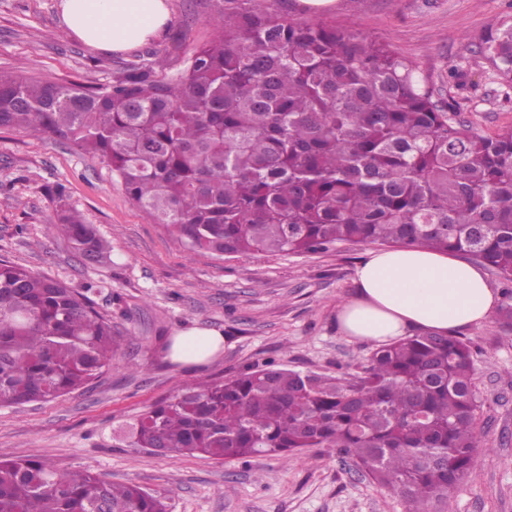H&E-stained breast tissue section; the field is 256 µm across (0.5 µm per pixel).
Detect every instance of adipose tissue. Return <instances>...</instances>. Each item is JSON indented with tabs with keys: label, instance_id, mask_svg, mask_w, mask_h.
<instances>
[{
	"label": "adipose tissue",
	"instance_id": "adipose-tissue-1",
	"mask_svg": "<svg viewBox=\"0 0 512 512\" xmlns=\"http://www.w3.org/2000/svg\"><path fill=\"white\" fill-rule=\"evenodd\" d=\"M65 27L104 52H126L158 39L171 22L169 0H62ZM357 294L339 308L341 331L381 344L413 328L448 333L488 322L500 298L481 270L419 246L369 252L355 269ZM224 346L220 331L189 328L177 333L173 361L203 363Z\"/></svg>",
	"mask_w": 512,
	"mask_h": 512
}]
</instances>
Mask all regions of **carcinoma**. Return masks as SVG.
<instances>
[{
	"instance_id": "cac0c4a2",
	"label": "carcinoma",
	"mask_w": 512,
	"mask_h": 512,
	"mask_svg": "<svg viewBox=\"0 0 512 512\" xmlns=\"http://www.w3.org/2000/svg\"><path fill=\"white\" fill-rule=\"evenodd\" d=\"M225 0L218 35L177 78L129 64L83 87L0 73V128L74 143L131 201L217 255L316 253L338 242L465 254L512 284V127L454 125L415 63L332 22ZM484 60L512 84V19ZM56 225L91 259L106 247L64 205ZM0 260V402L49 401L112 364V326L88 296ZM471 347L422 332L376 349L356 375L266 362L192 384L129 435L167 457L226 462L335 448L406 512H431L480 447ZM0 512H169L166 497L37 457L0 460Z\"/></svg>"
}]
</instances>
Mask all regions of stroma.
Wrapping results in <instances>:
<instances>
[{
    "label": "stroma",
    "instance_id": "1",
    "mask_svg": "<svg viewBox=\"0 0 512 512\" xmlns=\"http://www.w3.org/2000/svg\"><path fill=\"white\" fill-rule=\"evenodd\" d=\"M61 0H0V71L94 86L129 63L159 57L178 76L218 33L219 0H170L172 21L154 42L104 53L69 33ZM308 22L333 20L385 41L411 59L453 122L485 135L512 127V85L473 48L512 17V0H264ZM64 185V199L54 194ZM79 211L110 256L90 260L55 229L59 206ZM367 246L338 244L307 255H216L186 247L125 194L105 163L72 142L0 128V259L74 288L112 322L110 368L52 401L0 404V460L37 454L62 472L134 482L168 499L169 512H405L402 498L350 459L308 448L285 460L227 463L200 454L168 458L131 446L122 426L203 378L222 379L267 361L302 372L357 373L374 344L343 335L338 309L353 298ZM224 335L203 364L172 362L178 331ZM473 350L481 440L448 512H512V335L497 320L458 330Z\"/></svg>",
    "mask_w": 512,
    "mask_h": 512
}]
</instances>
